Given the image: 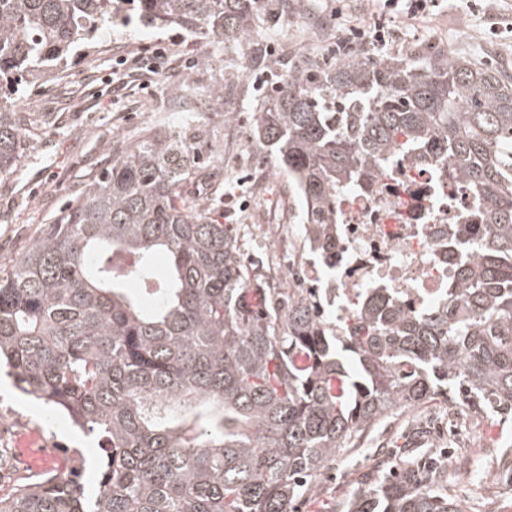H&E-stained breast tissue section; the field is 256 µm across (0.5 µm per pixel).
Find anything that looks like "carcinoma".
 Wrapping results in <instances>:
<instances>
[{"instance_id": "carcinoma-1", "label": "carcinoma", "mask_w": 512, "mask_h": 512, "mask_svg": "<svg viewBox=\"0 0 512 512\" xmlns=\"http://www.w3.org/2000/svg\"><path fill=\"white\" fill-rule=\"evenodd\" d=\"M216 43L252 32L257 0H0V89L68 62L118 20ZM20 113L0 102V174ZM255 136L302 202L303 243L336 252V197L390 154L430 159L478 201L457 284L410 310L358 299L327 321L318 288H274L231 224L184 195L204 130L126 145L0 275V366L24 395L105 444L93 496L47 476L0 512H297L308 484L377 421L458 399L512 420V74L445 52L288 65ZM347 512H462L431 468L378 474Z\"/></svg>"}]
</instances>
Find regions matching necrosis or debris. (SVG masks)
<instances>
[{
  "label": "necrosis or debris",
  "instance_id": "4bbe7bcc",
  "mask_svg": "<svg viewBox=\"0 0 512 512\" xmlns=\"http://www.w3.org/2000/svg\"><path fill=\"white\" fill-rule=\"evenodd\" d=\"M470 190L448 178L445 166L410 157L391 174L361 179L336 200V253L329 260L336 311L347 301L384 289L407 304L438 298L453 287L478 239Z\"/></svg>",
  "mask_w": 512,
  "mask_h": 512
}]
</instances>
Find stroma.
Returning <instances> with one entry per match:
<instances>
[{
	"label": "stroma",
	"mask_w": 512,
	"mask_h": 512,
	"mask_svg": "<svg viewBox=\"0 0 512 512\" xmlns=\"http://www.w3.org/2000/svg\"><path fill=\"white\" fill-rule=\"evenodd\" d=\"M330 15L327 0H290L286 21L259 12L265 41L276 42L278 49L257 68L246 64L255 50L252 42L212 44L177 27L117 21L103 35L105 51L81 46L71 53L66 68L21 88L13 102L25 125L21 159L13 172L0 174V266L9 267L46 224L96 184L127 142L148 130L171 131L170 117L179 112L188 83L203 91L192 100L191 110L203 118L214 144L224 152L205 175L186 184L185 194L219 222L242 225L246 256L263 255L264 234L251 225L249 210L256 202L258 176L267 172L273 178L267 200L270 225L281 224L283 212H298L301 205L296 192L287 189L288 176L275 151L255 137L261 94L254 75L260 68L281 74L310 52L320 61H335L336 28ZM392 29V41L367 48L364 57L375 61L437 48L512 72V0H485L477 14L469 12L464 0H440L427 16L395 17ZM157 46L165 48L167 60L156 70L141 67V59ZM205 53L214 58V66H198ZM220 81L227 84L225 102L216 108L205 92ZM448 411L443 403L425 404L376 427L363 447L338 455L298 512H346L357 476L411 462L438 463L444 485L461 500L464 512H512V493L477 490L482 475L495 478L512 466L504 455L512 446V426L483 420L482 441L475 447L472 430L448 421ZM1 421L11 427L8 455L21 457L28 443L42 449L51 444L68 469L94 478L103 456L98 435L84 434L61 414L32 402L5 374L0 376Z\"/></svg>",
	"instance_id": "obj_1"
}]
</instances>
